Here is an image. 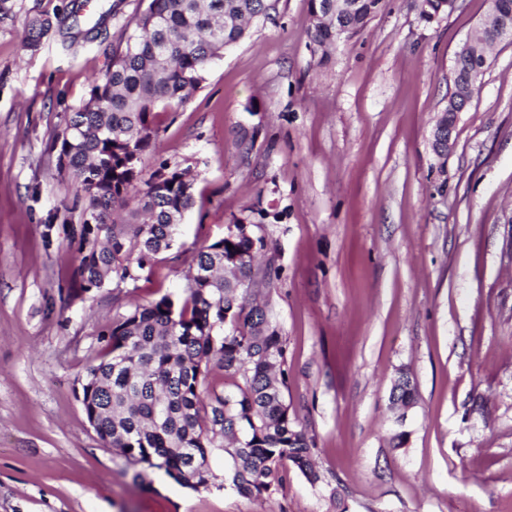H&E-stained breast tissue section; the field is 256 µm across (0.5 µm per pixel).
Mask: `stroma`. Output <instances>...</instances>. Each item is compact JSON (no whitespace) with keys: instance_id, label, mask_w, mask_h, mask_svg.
I'll return each instance as SVG.
<instances>
[{"instance_id":"obj_1","label":"stroma","mask_w":512,"mask_h":512,"mask_svg":"<svg viewBox=\"0 0 512 512\" xmlns=\"http://www.w3.org/2000/svg\"><path fill=\"white\" fill-rule=\"evenodd\" d=\"M149 0L0 5V512H512V42L435 153L455 54L492 0L422 17L392 0L328 54L308 0H277L186 102L159 113L150 176L191 168L194 204L138 280L79 289L69 232L84 201L55 132L89 98ZM107 40L71 38L73 6ZM50 18L36 49L29 20ZM264 239L262 301L288 345L283 389L321 482L271 496L195 489L96 434L79 381L100 332L138 304L183 300L184 252L236 221ZM416 404L389 402L399 368ZM407 431L403 447L392 438Z\"/></svg>"}]
</instances>
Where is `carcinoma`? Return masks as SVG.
I'll list each match as a JSON object with an SVG mask.
<instances>
[{
  "instance_id": "1",
  "label": "carcinoma",
  "mask_w": 512,
  "mask_h": 512,
  "mask_svg": "<svg viewBox=\"0 0 512 512\" xmlns=\"http://www.w3.org/2000/svg\"><path fill=\"white\" fill-rule=\"evenodd\" d=\"M308 4L307 36L321 49L340 33L364 30L387 0ZM273 9L274 0H150L87 102L55 134L85 200L83 222L71 231L82 291L101 288L111 276L134 280L171 248L175 226L193 205L195 177L188 167L162 163L137 188L158 135L157 114L184 102L220 51ZM50 28V20L32 18L25 47H37ZM264 246L234 225L193 252L190 269L207 276H189L183 302L164 295L101 332L98 363L80 382L82 405L99 437L130 463L206 487L213 478L209 450L222 448L231 459L224 488L241 496L282 487L286 460L310 483L321 481L308 438L284 400L285 380L276 378L285 341L265 307L251 301L252 251ZM212 361L236 379L234 390L219 394L206 383ZM389 401L406 412L415 405V386L403 369Z\"/></svg>"
}]
</instances>
